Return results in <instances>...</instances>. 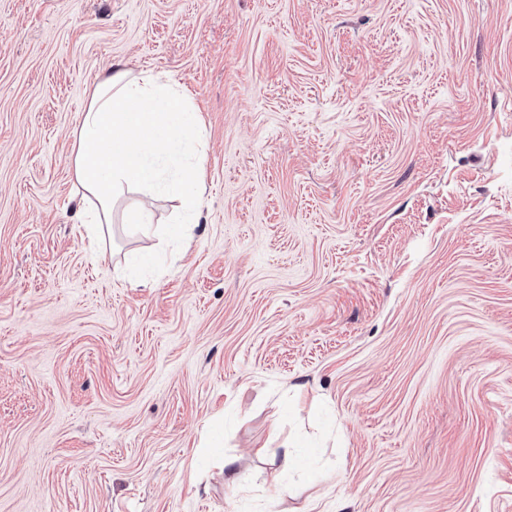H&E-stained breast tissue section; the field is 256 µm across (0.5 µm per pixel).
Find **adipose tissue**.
I'll return each mask as SVG.
<instances>
[{
	"label": "adipose tissue",
	"instance_id": "1",
	"mask_svg": "<svg viewBox=\"0 0 512 512\" xmlns=\"http://www.w3.org/2000/svg\"><path fill=\"white\" fill-rule=\"evenodd\" d=\"M199 137L190 99L164 74L134 76L119 67L98 82L71 158L75 183L91 204L85 218L90 244H97L111 223L117 199L133 188L144 197L128 220L143 234L172 237L193 223L203 184L185 160ZM158 194L179 202L164 228L153 222L152 200Z\"/></svg>",
	"mask_w": 512,
	"mask_h": 512
}]
</instances>
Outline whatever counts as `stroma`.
Segmentation results:
<instances>
[{
  "label": "stroma",
  "mask_w": 512,
  "mask_h": 512,
  "mask_svg": "<svg viewBox=\"0 0 512 512\" xmlns=\"http://www.w3.org/2000/svg\"><path fill=\"white\" fill-rule=\"evenodd\" d=\"M118 64L199 116L184 256L88 246ZM0 512H512V0H0Z\"/></svg>",
  "instance_id": "obj_1"
}]
</instances>
